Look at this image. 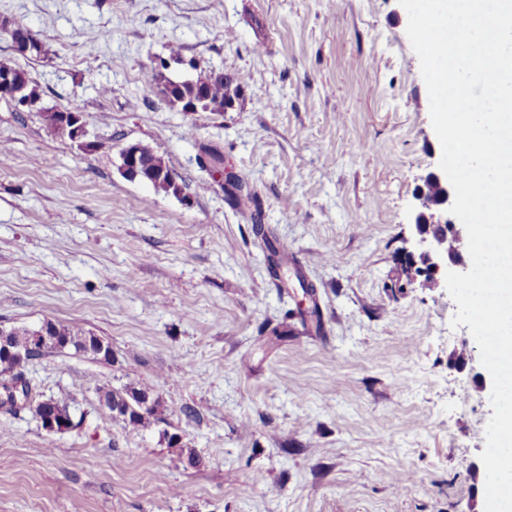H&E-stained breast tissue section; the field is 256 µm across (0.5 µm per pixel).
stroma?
I'll use <instances>...</instances> for the list:
<instances>
[{
  "label": "stroma",
  "mask_w": 512,
  "mask_h": 512,
  "mask_svg": "<svg viewBox=\"0 0 512 512\" xmlns=\"http://www.w3.org/2000/svg\"><path fill=\"white\" fill-rule=\"evenodd\" d=\"M3 19L45 53L0 31V64L41 91L0 100V324L78 325L112 359L29 362L76 426L0 412V512H484L492 379L447 290L407 280L442 148L399 0H0ZM174 46L243 77L238 107L151 93ZM75 106L80 143L45 120ZM129 143L182 197L123 177ZM209 149L249 183L281 279ZM144 385L162 422L114 424L98 388ZM0 29L1 32H6L10 35L17 51L20 53L39 56L43 52L42 45L36 40L30 39L27 31L17 27L8 28L7 21H1Z\"/></svg>",
  "instance_id": "1"
}]
</instances>
